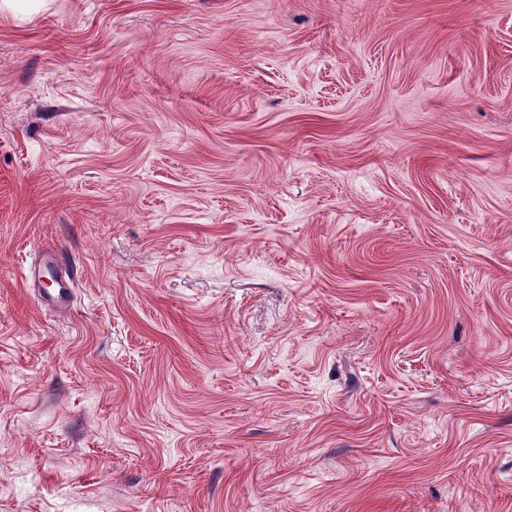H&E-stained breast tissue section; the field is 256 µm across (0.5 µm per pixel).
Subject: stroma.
Listing matches in <instances>:
<instances>
[{"instance_id":"1","label":"stroma","mask_w":512,"mask_h":512,"mask_svg":"<svg viewBox=\"0 0 512 512\" xmlns=\"http://www.w3.org/2000/svg\"><path fill=\"white\" fill-rule=\"evenodd\" d=\"M0 512H512V0L1 11ZM34 279L49 278L51 285L40 291V297L47 304L58 309H69L74 299L76 275L68 264L53 250L42 253L41 262L31 269ZM44 274H47L45 276Z\"/></svg>"}]
</instances>
